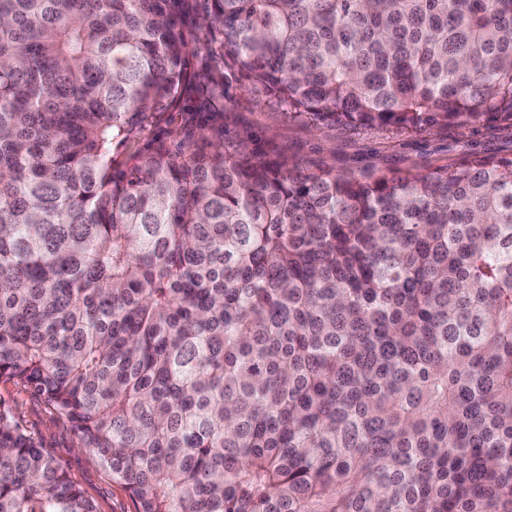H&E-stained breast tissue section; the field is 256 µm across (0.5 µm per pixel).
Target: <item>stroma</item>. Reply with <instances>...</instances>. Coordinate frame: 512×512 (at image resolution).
<instances>
[{
    "instance_id": "stroma-1",
    "label": "stroma",
    "mask_w": 512,
    "mask_h": 512,
    "mask_svg": "<svg viewBox=\"0 0 512 512\" xmlns=\"http://www.w3.org/2000/svg\"><path fill=\"white\" fill-rule=\"evenodd\" d=\"M224 109L225 151L245 145L258 158L285 157L313 172L331 166L357 175H377L390 169L450 166L473 152L512 155V126L505 123L399 133L295 122L276 105L256 101L246 84L238 82L226 88ZM0 400L61 464L96 512H136V503L125 488L113 481L111 471L96 455L80 448L69 423L52 408L10 381H0Z\"/></svg>"
}]
</instances>
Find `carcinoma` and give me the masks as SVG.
<instances>
[{
	"label": "carcinoma",
	"mask_w": 512,
	"mask_h": 512,
	"mask_svg": "<svg viewBox=\"0 0 512 512\" xmlns=\"http://www.w3.org/2000/svg\"><path fill=\"white\" fill-rule=\"evenodd\" d=\"M209 2L0 0V380L137 512H512V157L304 173L212 107L512 125V0ZM0 512H95L2 401ZM180 113L181 112H174V120L170 125L164 126L162 129L158 130L153 129L145 131L134 141L131 146L126 148L119 147L118 150H115V152L118 154V160H126L135 151L144 153L152 138L158 134L166 136L171 142H178L181 139L180 132L181 126L183 124L182 115Z\"/></svg>",
	"instance_id": "obj_1"
}]
</instances>
